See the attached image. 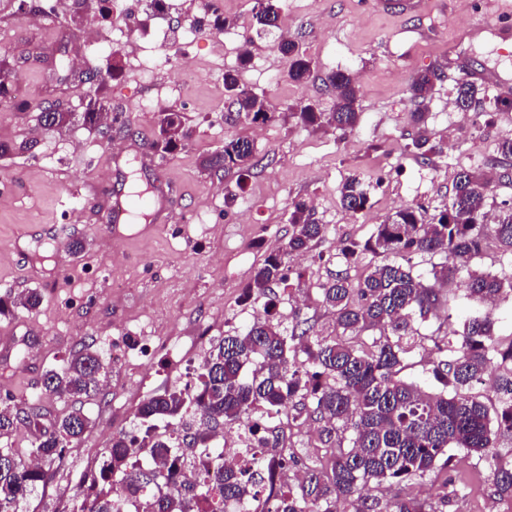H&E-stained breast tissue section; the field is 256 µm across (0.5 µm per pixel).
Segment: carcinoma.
Wrapping results in <instances>:
<instances>
[{
  "instance_id": "obj_1",
  "label": "carcinoma",
  "mask_w": 512,
  "mask_h": 512,
  "mask_svg": "<svg viewBox=\"0 0 512 512\" xmlns=\"http://www.w3.org/2000/svg\"><path fill=\"white\" fill-rule=\"evenodd\" d=\"M282 0H257L254 15L257 33L277 27ZM288 57L289 76L306 81L311 64L291 40L277 43ZM9 63L0 61V102L14 98ZM48 78L58 84H87L90 94L80 100V119L90 129L101 127L107 111L103 97L107 77L91 68L75 75L68 60V44L55 47ZM336 103L330 112L309 105L292 110V117L312 129H354L360 117V87L348 72L328 77ZM440 74L428 70L411 84L413 99L432 97ZM224 88L237 117L257 123L276 119L264 97L241 83L239 70L224 72ZM479 88L472 82L457 84L453 104L461 112L471 110ZM37 121L46 129L69 128L75 112L59 101L45 100L37 107ZM152 148L170 155L191 137L183 113H158ZM423 158L434 153L424 131L411 138ZM254 144L244 138L224 140L222 151L205 156L202 170L243 176L254 166ZM494 178L485 171L462 169L447 203L424 223L422 206H406L376 226L364 245L352 243L342 250L347 263L369 252L380 258L355 282L338 277L321 285L320 303L333 311L336 335L320 336L314 325L288 329L274 313L276 297L271 289H300L303 274L292 268L291 257L309 251L327 227L314 218L308 202L290 205L292 233L286 247L270 252L253 275L246 298L262 301L263 315L242 333L211 343L195 386L175 387L145 400L135 414L136 431L112 437L98 477L78 492L81 512H114L118 497L138 500L139 512H227L248 494L249 484L260 485L230 463L224 469L205 472L199 481H178L174 448L159 428H182L196 422L190 435L193 448H209L213 428L252 421L257 413L264 421L276 420L288 410V422L318 425L320 444L331 449L329 464L307 466L301 481L265 490L264 512H442L448 493L438 501H421L403 493L409 482L438 469L453 468L456 452L476 455L490 467L491 495L512 499V455L496 451L497 439L512 436V339L504 344L493 332L492 310L477 311L462 323L455 340L422 336L421 327L445 312L442 285L454 284L457 272L466 270L461 287L477 305L512 297V276L472 267L487 241L512 256V205L490 201ZM369 201L366 186L354 177L341 188L342 208L355 215ZM415 256H438L428 279L414 272ZM429 339L431 351H416L418 341ZM436 357H431L430 352ZM418 358L423 371L443 385L428 391L401 378ZM497 359V400L485 402L472 393L485 384L488 363ZM251 369V379L242 372ZM104 363L101 354L85 345L60 370L43 377L45 392L59 398L97 394ZM38 431L30 454L50 464L75 446L90 425L82 409L64 415L49 432L42 430L36 404L0 408V440L11 436L17 425ZM146 448L155 460L145 468L131 461V449ZM49 471L31 468L9 443L0 444V512H20V502L39 485H46Z\"/></svg>"
}]
</instances>
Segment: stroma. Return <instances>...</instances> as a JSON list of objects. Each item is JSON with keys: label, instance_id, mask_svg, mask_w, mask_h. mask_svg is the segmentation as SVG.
I'll return each instance as SVG.
<instances>
[{"label": "stroma", "instance_id": "obj_1", "mask_svg": "<svg viewBox=\"0 0 512 512\" xmlns=\"http://www.w3.org/2000/svg\"><path fill=\"white\" fill-rule=\"evenodd\" d=\"M202 0H180L178 11L157 25L151 14L113 10L116 35L109 54L86 50L90 15L73 14V0H54L49 25H31L18 15L17 0H0V59L19 71L20 92L0 108V141L17 144L0 158V298L39 290L35 311L14 308L0 315V406H23L40 395L43 429L72 403L44 393L46 371L61 368L82 345H93L109 362L108 385L83 401L91 425L53 478L32 494L28 512H56L75 498L84 470L101 462L113 436L130 430L137 407L179 382L176 366L163 354L127 366L113 361L112 345L122 336H149L157 344L179 338L187 359H200L212 341L244 331L253 322L241 296L254 270L283 246L290 234L292 201L306 200L326 235L304 255L303 303L281 318L291 327L312 320L324 336L334 333V316L318 289L336 274L361 278L372 254L344 263L341 250L364 243L395 211L445 203L461 169L480 168L495 178L497 200L512 203V157L499 144L512 139V0H283L280 31L298 42L312 63L304 83L290 79L289 62L274 35L258 36L256 0H219L228 31L196 30ZM192 36H184V29ZM65 38L83 67L116 68L106 95L112 108L110 132L76 126L58 133L38 126L33 106L41 100L77 103L84 86L54 85L38 56L54 39ZM179 40L189 66L174 85L156 83L167 66L165 44ZM260 45L247 66L239 56L245 40ZM239 69L241 81L263 95L276 121L251 123L228 115L224 72ZM434 70L442 75L434 98L417 104L412 78ZM355 74L360 85V119L348 133L312 129L289 118L306 103L329 111L335 94L327 77ZM484 87L473 120L459 123L453 105L459 78ZM183 113L192 136L172 155L152 150L160 111ZM425 114L424 128L435 154L422 160L411 147V114ZM131 125L125 135L122 125ZM251 140L255 165L246 181L236 174H207L199 162L222 150L229 137ZM360 178L369 189L367 207L349 215L341 186ZM157 187L163 208L141 223L103 226L116 195L132 179ZM236 196L225 207V194ZM490 469L477 456L455 459L452 478L465 489L449 496L446 512H512V500L494 499Z\"/></svg>", "mask_w": 512, "mask_h": 512}]
</instances>
